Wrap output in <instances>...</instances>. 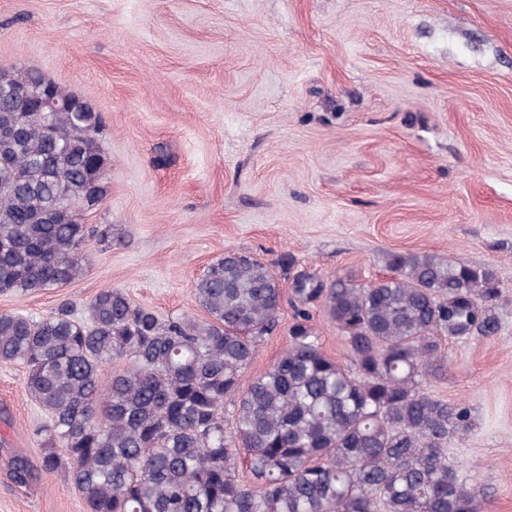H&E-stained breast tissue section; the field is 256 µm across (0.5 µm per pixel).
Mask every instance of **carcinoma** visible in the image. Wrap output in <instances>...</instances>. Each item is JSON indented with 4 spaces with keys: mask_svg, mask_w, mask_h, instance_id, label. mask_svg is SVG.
Instances as JSON below:
<instances>
[{
    "mask_svg": "<svg viewBox=\"0 0 512 512\" xmlns=\"http://www.w3.org/2000/svg\"><path fill=\"white\" fill-rule=\"evenodd\" d=\"M51 91L31 112L13 97ZM100 113L41 73L0 69V294L64 288L106 196ZM281 258V273L228 250L195 283L205 317L161 320L123 290L101 289L87 317L69 304L35 321L0 313V364L27 367L46 413L40 468L65 469L85 512H482L483 493L448 462L467 411L427 382L448 367L443 341L496 337V271L431 253L388 256L373 284L324 280ZM290 281L285 353L245 381L276 330ZM321 301L347 355L319 343ZM128 366L102 384L101 367ZM249 474L251 485L239 480Z\"/></svg>",
    "mask_w": 512,
    "mask_h": 512,
    "instance_id": "carcinoma-1",
    "label": "carcinoma"
}]
</instances>
